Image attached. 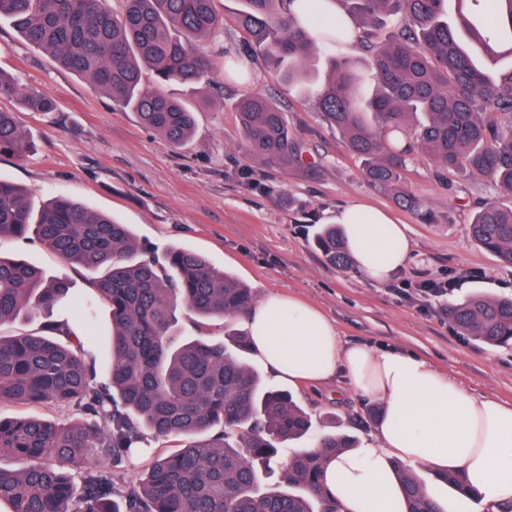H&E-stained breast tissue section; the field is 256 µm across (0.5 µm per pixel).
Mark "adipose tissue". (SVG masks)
Segmentation results:
<instances>
[{
  "instance_id": "1",
  "label": "adipose tissue",
  "mask_w": 512,
  "mask_h": 512,
  "mask_svg": "<svg viewBox=\"0 0 512 512\" xmlns=\"http://www.w3.org/2000/svg\"><path fill=\"white\" fill-rule=\"evenodd\" d=\"M300 19L318 12L328 26L357 33L338 0H292ZM336 221L368 279L383 282L401 269L411 244L404 225L361 203L340 209ZM254 355L276 379L299 386L345 375L354 391L382 407L362 447L331 460L324 483L340 512H406L395 465L439 475L462 471L471 512H499L512 500V405L472 394L427 359L394 348L347 345L318 309L270 295L245 312Z\"/></svg>"
}]
</instances>
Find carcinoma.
Here are the masks:
<instances>
[{"instance_id": "carcinoma-1", "label": "carcinoma", "mask_w": 512, "mask_h": 512, "mask_svg": "<svg viewBox=\"0 0 512 512\" xmlns=\"http://www.w3.org/2000/svg\"><path fill=\"white\" fill-rule=\"evenodd\" d=\"M289 2L244 0L238 24L253 54L301 85L322 44L341 42L342 31L311 33ZM455 2L450 20L448 0H341L362 30L365 72L348 57L330 61L318 97L321 116L362 160L370 187L426 222L430 213L403 175L416 149L444 170H465L512 195V66L492 74L474 58L477 49L493 63L512 59V0ZM213 4L123 0L115 13L106 0H0V19L181 148L193 138L195 115L162 86L200 82L219 68L197 49L224 32ZM396 15L409 28L373 43L367 29ZM145 70L154 73L152 89L142 84ZM2 97L29 112L57 110L52 96L0 70ZM236 112L248 157L283 168L295 162L298 150L276 103L250 94ZM31 149L15 113L0 110V155L24 157ZM31 232L62 260L95 273L94 295L79 296L69 281L0 255V326L39 313L45 328L0 336V403L73 404L87 421L59 428L37 416L0 417V457L25 461L21 469L0 465V504L8 512H336L320 477L330 460L355 447L354 437L323 435L315 451L288 458L276 487L262 489L279 452L309 433L311 414L247 361L248 333L227 328L220 340L177 334L178 305L199 319L226 321L253 303L248 288L191 249L172 248L159 261L140 248L129 225L61 195L37 209L24 189L0 180V240ZM469 235L512 264V207L490 196ZM316 245L331 264L352 263L336 226H324ZM101 306L110 320L105 382L96 381V356L68 321L77 308L92 323ZM448 316L483 344H512V298L472 295ZM146 430L182 444L119 492L112 469L91 465L90 456L120 458ZM47 457L62 466L44 464ZM65 465L80 470V483ZM395 472L407 512H442L414 471ZM443 479L457 496H470L461 472Z\"/></svg>"}]
</instances>
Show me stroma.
<instances>
[{
	"mask_svg": "<svg viewBox=\"0 0 512 512\" xmlns=\"http://www.w3.org/2000/svg\"><path fill=\"white\" fill-rule=\"evenodd\" d=\"M242 4L216 0L224 33L201 42L204 53L240 56L242 34L235 19ZM247 64L246 74L220 71L208 84H164L166 95L186 101L195 112V135L176 150L2 19L0 69L53 96L59 107L43 116L19 111L14 99H0V110L14 112L35 144L23 159L1 155L0 178L29 189L37 206L65 194L105 212L130 225L156 256L175 246L195 250L246 284L254 299L271 293L300 298L323 311L344 342L417 353L473 394L512 403V348L462 335L447 316L450 304L476 293L512 298V266L479 248L468 232L491 184L440 169L413 152L404 176L431 214L430 221H422L367 184L360 160L317 108L323 77L295 87L260 57H248ZM253 93L284 111L301 146L300 162L285 169L244 153L234 105ZM355 202L385 209L407 227L411 255L387 283L366 280L356 267L328 263L314 246L318 229ZM0 254L25 260L47 277L69 280L82 295L93 293L92 273L67 264L36 236L2 241ZM426 279L453 281L454 289L428 305L399 294L402 283ZM293 396L313 416L310 433L299 442L303 448L334 417L344 432L365 440L381 413L377 401L357 394L342 375Z\"/></svg>",
	"mask_w": 512,
	"mask_h": 512,
	"instance_id": "35a3bbf8",
	"label": "stroma"
}]
</instances>
